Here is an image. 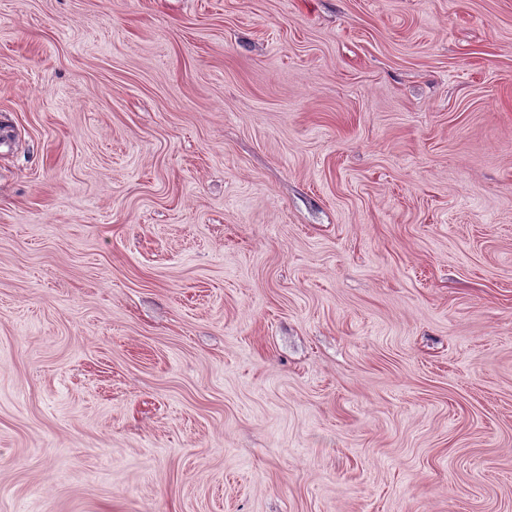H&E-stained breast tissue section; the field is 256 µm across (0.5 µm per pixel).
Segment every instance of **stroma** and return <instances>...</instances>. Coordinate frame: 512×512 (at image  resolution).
<instances>
[{"label":"stroma","mask_w":512,"mask_h":512,"mask_svg":"<svg viewBox=\"0 0 512 512\" xmlns=\"http://www.w3.org/2000/svg\"><path fill=\"white\" fill-rule=\"evenodd\" d=\"M0 512H512V0H0Z\"/></svg>","instance_id":"1"}]
</instances>
